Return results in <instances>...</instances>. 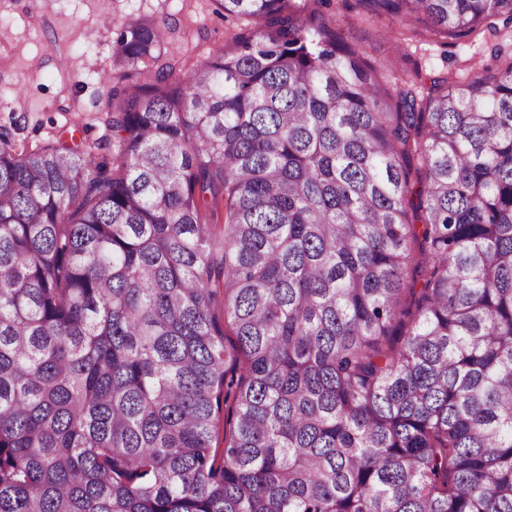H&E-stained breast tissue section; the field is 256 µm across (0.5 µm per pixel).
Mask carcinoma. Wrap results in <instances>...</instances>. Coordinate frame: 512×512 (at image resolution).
I'll return each mask as SVG.
<instances>
[{
  "instance_id": "obj_1",
  "label": "carcinoma",
  "mask_w": 512,
  "mask_h": 512,
  "mask_svg": "<svg viewBox=\"0 0 512 512\" xmlns=\"http://www.w3.org/2000/svg\"><path fill=\"white\" fill-rule=\"evenodd\" d=\"M215 2L232 51L111 86L119 168L0 125V512H512V60L394 88L337 23Z\"/></svg>"
}]
</instances>
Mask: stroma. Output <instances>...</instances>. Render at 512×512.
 <instances>
[{
  "label": "stroma",
  "instance_id": "35a3bbf8",
  "mask_svg": "<svg viewBox=\"0 0 512 512\" xmlns=\"http://www.w3.org/2000/svg\"><path fill=\"white\" fill-rule=\"evenodd\" d=\"M293 8L337 20L366 60L387 81L405 73L421 82L473 72L512 59V32L480 29L451 39L429 25L367 13L358 0H291ZM150 16L172 29L160 50L173 81L200 68L216 52L232 50L249 21L226 17L216 0H0V124H15L18 146L33 150L56 140L105 144L116 158L105 101V74L114 72L113 43L121 27Z\"/></svg>",
  "mask_w": 512,
  "mask_h": 512
}]
</instances>
